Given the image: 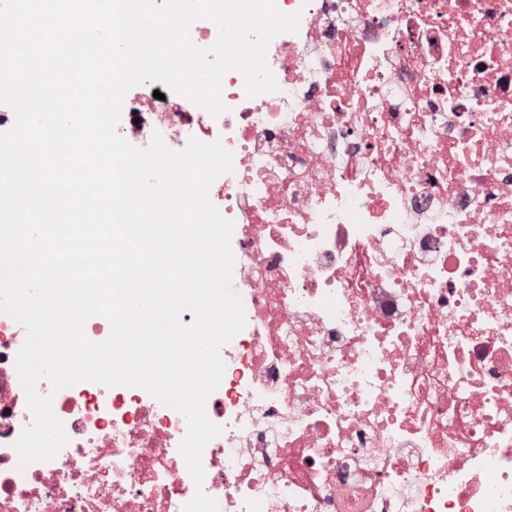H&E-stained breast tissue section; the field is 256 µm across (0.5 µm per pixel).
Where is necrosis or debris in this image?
<instances>
[{
    "instance_id": "1",
    "label": "necrosis or debris",
    "mask_w": 512,
    "mask_h": 512,
    "mask_svg": "<svg viewBox=\"0 0 512 512\" xmlns=\"http://www.w3.org/2000/svg\"><path fill=\"white\" fill-rule=\"evenodd\" d=\"M299 13L278 89L212 116L155 84L118 134L221 142L246 325L206 399L195 484L180 411L138 387L52 392L68 444L17 469L33 416L0 313V512H512V0H275Z\"/></svg>"
}]
</instances>
